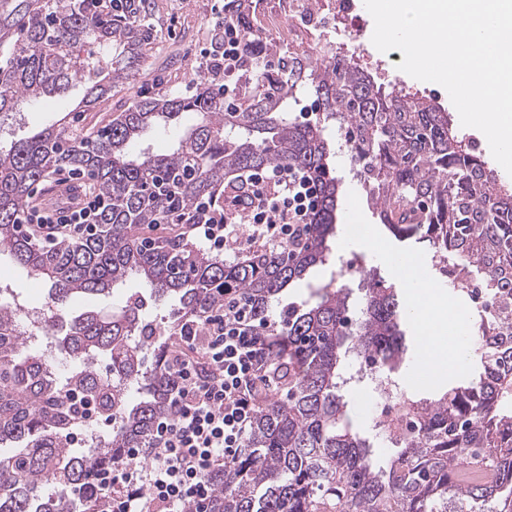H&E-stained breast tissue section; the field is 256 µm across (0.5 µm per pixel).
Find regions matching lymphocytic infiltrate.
Wrapping results in <instances>:
<instances>
[{
	"mask_svg": "<svg viewBox=\"0 0 512 512\" xmlns=\"http://www.w3.org/2000/svg\"><path fill=\"white\" fill-rule=\"evenodd\" d=\"M259 54L239 23L225 21L219 45L203 49V65L221 75L225 107L236 106ZM105 206L101 194L86 192L70 210L24 209L22 226L41 241L90 234ZM193 227L195 238L216 255H240L264 246L301 250L319 208L318 183L306 169L277 165L248 171L229 207L205 204ZM249 224L239 236L230 215ZM175 385L167 412L141 447L123 449L100 465L85 491L104 512H214L213 478L244 448L266 392L272 387L268 348L242 296L232 295L203 324L173 332L166 351Z\"/></svg>",
	"mask_w": 512,
	"mask_h": 512,
	"instance_id": "f902f5d3",
	"label": "lymphocytic infiltrate"
}]
</instances>
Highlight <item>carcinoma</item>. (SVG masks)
<instances>
[{
  "label": "carcinoma",
  "mask_w": 512,
  "mask_h": 512,
  "mask_svg": "<svg viewBox=\"0 0 512 512\" xmlns=\"http://www.w3.org/2000/svg\"><path fill=\"white\" fill-rule=\"evenodd\" d=\"M249 0H231L226 16L246 34ZM95 44L99 51L81 56ZM0 117L23 99L64 95L82 79L92 105L131 75L142 49L141 24L105 15L92 0H0ZM190 97L134 100L84 126L61 118L56 129L0 148V251L44 281L51 306L97 299L128 278L145 291L104 316L89 306L51 312L45 350L21 311L0 303V512H100L48 486L75 491L89 470L145 442L168 409L172 373L166 334L201 323L224 294H242L262 330L275 368L274 387L246 447L214 482L218 512H512V320L482 326L474 362L451 386L417 399V432L386 459L348 420L341 394L348 357L363 355L390 373L412 356L398 291L370 269L360 273L359 308L351 289L319 286L309 302L271 318L274 302L332 253L339 185L324 137L335 124L354 139L352 157L369 169L365 190L387 231L410 238L426 227L428 245L455 257L471 280L512 292V189L486 161L465 150L450 113L416 93H384L356 57L320 48L288 54L231 111L196 71ZM313 88L321 120L300 123L288 100ZM195 112L199 122L168 153L129 147L150 127ZM291 165L313 172L320 206L305 248L251 252L227 262L189 233L199 205L220 198L245 171ZM61 172L86 173L108 199L95 233L42 245L19 229L34 185ZM175 220L161 236H147ZM174 302L168 327L144 317L149 302ZM159 345L150 366L141 355ZM105 360L101 374L83 362ZM90 398L112 433L105 445L76 454L64 444L80 424L71 395Z\"/></svg>",
  "instance_id": "carcinoma-1"
}]
</instances>
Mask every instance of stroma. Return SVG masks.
<instances>
[{"label": "stroma", "instance_id": "stroma-1", "mask_svg": "<svg viewBox=\"0 0 512 512\" xmlns=\"http://www.w3.org/2000/svg\"><path fill=\"white\" fill-rule=\"evenodd\" d=\"M353 2L359 21L332 31V44L345 54L368 56L374 64L372 73L385 91L410 90L433 99L446 111H453L454 106L442 86L416 80L399 70L398 65L404 59L400 50L383 53L374 47L371 42L373 18L363 0ZM250 4L251 25L259 33L266 49L284 57L307 47L309 40L305 36L289 41L280 31L264 26V18L278 12L281 0H250ZM220 20L214 0H146L143 14L146 40L139 61L129 79L113 88L111 98L100 104V111H115L143 96L193 93L195 59L214 38ZM85 89V83L81 82L66 96L21 103L11 116L0 123V145L6 146L12 140L37 134L54 124L62 114L73 112ZM333 166L341 181V197L336 212L339 236L344 241L341 254L358 260L360 267L375 269L383 278H391L387 260L366 250L362 244L364 235L378 238L386 244L393 257L416 259L432 288L447 295L449 309L465 311L469 323H476L475 304L469 296L449 284L438 257L427 244L414 240L398 241L386 230L376 209L367 201L359 165L350 152L338 149L333 157ZM0 289L24 307L42 309L46 306L47 286L16 267L5 253H0Z\"/></svg>", "mask_w": 512, "mask_h": 512}]
</instances>
